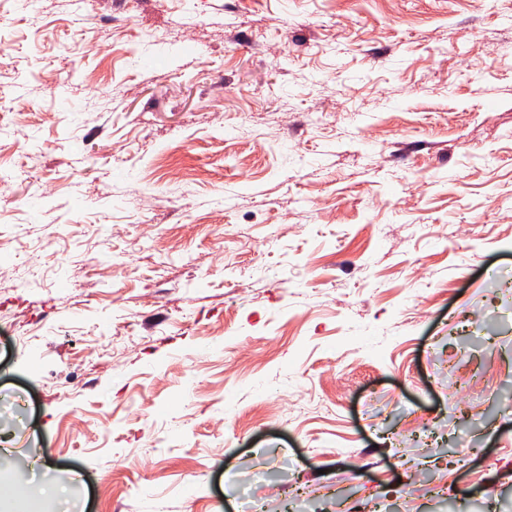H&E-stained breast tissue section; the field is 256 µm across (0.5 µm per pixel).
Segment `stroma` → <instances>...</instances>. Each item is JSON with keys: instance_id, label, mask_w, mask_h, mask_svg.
<instances>
[{"instance_id": "stroma-1", "label": "stroma", "mask_w": 512, "mask_h": 512, "mask_svg": "<svg viewBox=\"0 0 512 512\" xmlns=\"http://www.w3.org/2000/svg\"><path fill=\"white\" fill-rule=\"evenodd\" d=\"M0 105V488L512 512V0L6 6Z\"/></svg>"}]
</instances>
